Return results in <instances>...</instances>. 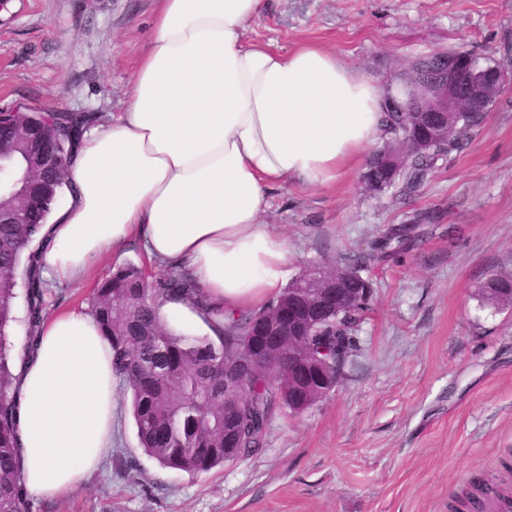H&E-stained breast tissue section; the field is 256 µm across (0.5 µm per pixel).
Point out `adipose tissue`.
I'll list each match as a JSON object with an SVG mask.
<instances>
[{"label": "adipose tissue", "instance_id": "obj_1", "mask_svg": "<svg viewBox=\"0 0 512 512\" xmlns=\"http://www.w3.org/2000/svg\"><path fill=\"white\" fill-rule=\"evenodd\" d=\"M267 0H156L125 112L85 133L67 201L45 226L44 273L79 279L108 249L141 243L230 311L267 306L288 244L262 224L272 187L334 184L378 140L385 96L315 45L246 38ZM112 351L76 310L44 321L16 381L20 467L32 498L68 493L112 439Z\"/></svg>", "mask_w": 512, "mask_h": 512}]
</instances>
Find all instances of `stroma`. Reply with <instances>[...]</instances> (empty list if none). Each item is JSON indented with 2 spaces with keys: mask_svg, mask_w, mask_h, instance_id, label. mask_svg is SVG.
<instances>
[{
  "mask_svg": "<svg viewBox=\"0 0 512 512\" xmlns=\"http://www.w3.org/2000/svg\"><path fill=\"white\" fill-rule=\"evenodd\" d=\"M154 11L155 0H0V110L124 112ZM247 37L283 52L319 45L384 86L456 50L512 77V0H269ZM363 171L276 188L261 217L286 239L295 277L415 227L365 271L371 310L338 388L276 416L259 454L191 475L142 451L117 386L99 469L31 512H454L475 488L512 497V308L479 293L512 274V91L414 193L369 194ZM126 262L168 272L139 244L106 251L81 280L45 281L47 315L89 312L97 283Z\"/></svg>",
  "mask_w": 512,
  "mask_h": 512,
  "instance_id": "stroma-1",
  "label": "stroma"
}]
</instances>
